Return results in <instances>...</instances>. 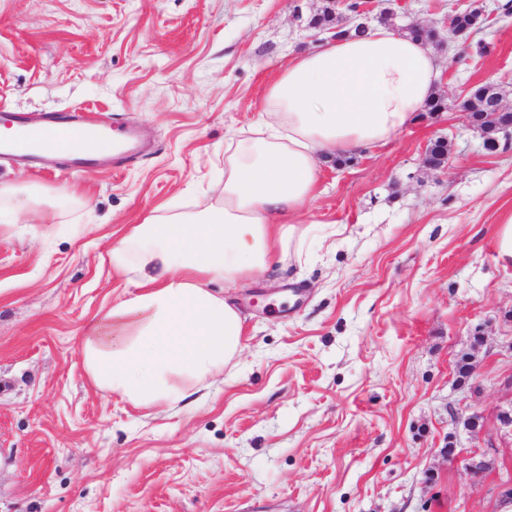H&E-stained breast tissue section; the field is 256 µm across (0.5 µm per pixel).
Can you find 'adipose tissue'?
I'll use <instances>...</instances> for the list:
<instances>
[{"instance_id":"ef3b65f1","label":"adipose tissue","mask_w":512,"mask_h":512,"mask_svg":"<svg viewBox=\"0 0 512 512\" xmlns=\"http://www.w3.org/2000/svg\"><path fill=\"white\" fill-rule=\"evenodd\" d=\"M429 44L388 26L327 39L269 84L260 118L224 143V177L200 209L161 206L116 239L111 269L139 293L92 317L85 373L138 407L172 406L209 388L241 351L243 322L214 283L233 288L301 260L316 226L304 214L321 159L388 143L436 94Z\"/></svg>"}]
</instances>
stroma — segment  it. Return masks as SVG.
<instances>
[{
  "label": "stroma",
  "instance_id": "stroma-1",
  "mask_svg": "<svg viewBox=\"0 0 512 512\" xmlns=\"http://www.w3.org/2000/svg\"><path fill=\"white\" fill-rule=\"evenodd\" d=\"M506 2L486 0L470 47L440 33L446 111L324 163L307 218L341 234L228 290L244 335L223 381L141 408L82 367L88 321L137 293L103 258L152 208L209 199L269 79L323 40L309 21L324 0H0V106L151 138L117 170L0 163L42 215L0 224V512H512V429L496 419L512 404V264L497 252L512 138L485 150L461 109L486 82L512 104ZM455 4L376 0L368 23L430 26ZM439 139L447 163L424 165ZM466 353L478 370L460 384ZM475 411L493 463L476 484L447 454L470 447Z\"/></svg>",
  "mask_w": 512,
  "mask_h": 512
}]
</instances>
